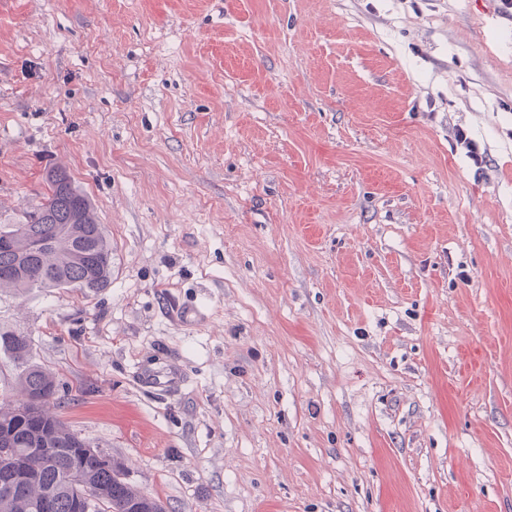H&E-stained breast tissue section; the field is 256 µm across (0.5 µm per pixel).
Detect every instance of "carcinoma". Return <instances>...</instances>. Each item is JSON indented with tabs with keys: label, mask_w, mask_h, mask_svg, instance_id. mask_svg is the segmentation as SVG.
<instances>
[{
	"label": "carcinoma",
	"mask_w": 512,
	"mask_h": 512,
	"mask_svg": "<svg viewBox=\"0 0 512 512\" xmlns=\"http://www.w3.org/2000/svg\"><path fill=\"white\" fill-rule=\"evenodd\" d=\"M43 201L14 224H0V242L18 235L41 242L34 252L0 247V291L5 288H79L96 292L112 279V246L89 198L73 184L67 170L47 173ZM0 349L18 365L14 393L0 397V428L8 429V443L0 441V480L4 456L17 457L29 476L21 495L0 492V512H35L47 495L53 512H74L77 496L96 494V512H166L163 503L137 490L124 479L119 463L102 467L72 451L77 432L57 414L60 384L55 374L31 361L26 337L0 331ZM36 396L42 410L36 416L20 412L24 401ZM54 449L49 454L46 449Z\"/></svg>",
	"instance_id": "obj_1"
}]
</instances>
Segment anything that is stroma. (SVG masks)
Masks as SVG:
<instances>
[{
    "mask_svg": "<svg viewBox=\"0 0 512 512\" xmlns=\"http://www.w3.org/2000/svg\"><path fill=\"white\" fill-rule=\"evenodd\" d=\"M56 166L112 282L0 330L168 512H512L499 0H0V222ZM181 378V373L171 367L160 370L147 367L138 375L142 385L160 392L170 391L180 383Z\"/></svg>",
    "mask_w": 512,
    "mask_h": 512,
    "instance_id": "1",
    "label": "stroma"
}]
</instances>
